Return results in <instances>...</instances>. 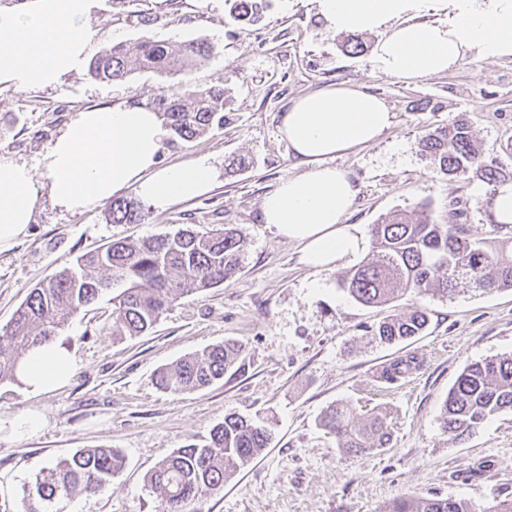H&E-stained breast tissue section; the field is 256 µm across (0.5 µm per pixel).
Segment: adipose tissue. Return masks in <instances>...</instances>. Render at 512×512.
Masks as SVG:
<instances>
[{"instance_id":"1","label":"adipose tissue","mask_w":512,"mask_h":512,"mask_svg":"<svg viewBox=\"0 0 512 512\" xmlns=\"http://www.w3.org/2000/svg\"><path fill=\"white\" fill-rule=\"evenodd\" d=\"M337 33L377 32L375 62L407 81L447 72L470 58L512 57V0H318ZM99 0H30L0 10V84L54 87L81 71L92 52L87 21ZM393 112L360 87L323 88L299 97L281 134L305 173L288 175L264 197V223L296 245L305 265L330 270L362 252L365 239L345 223L356 190L332 167L336 156L380 138ZM167 130L144 105L79 113L45 158L48 196L65 211L91 210L132 188L155 207L206 193L215 170L200 161L159 168ZM32 168L0 160V252L25 235L39 198ZM74 361L56 343L29 351L19 373L32 390L56 388Z\"/></svg>"}]
</instances>
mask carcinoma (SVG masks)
I'll use <instances>...</instances> for the list:
<instances>
[{
    "instance_id": "carcinoma-1",
    "label": "carcinoma",
    "mask_w": 512,
    "mask_h": 512,
    "mask_svg": "<svg viewBox=\"0 0 512 512\" xmlns=\"http://www.w3.org/2000/svg\"><path fill=\"white\" fill-rule=\"evenodd\" d=\"M238 18L254 22L265 0H235ZM204 39L173 45L143 37L107 45L89 63L96 80H122L133 66L161 75L188 72L214 55ZM172 140H191L224 127V90L187 87L156 100ZM422 157L450 177L466 176L495 184L501 178L495 161H487L476 146L470 125L455 118L429 130L419 141ZM112 223L135 224L141 212L125 199L110 204ZM459 212L438 224L426 208L414 215L393 212L372 225L374 259L349 270L341 287L357 302L378 307L399 293L436 292L443 297L460 285L482 290L512 288V239H474ZM243 239L231 224L212 233L180 228L138 241L117 240L89 252L77 264L64 268L33 288L10 326L0 334V385L17 381L26 353L53 340L85 306L112 294V324L119 335L139 336L185 293L216 287L231 279L243 261ZM428 315L415 309L403 316H387L370 333L391 344L421 335ZM244 347L226 341L185 356L158 371L156 382L166 392L207 388L234 375L244 366ZM418 366V358L397 359L381 378L395 381ZM512 410V355L494 356L467 366L448 392L441 426L453 442L472 435L490 416ZM319 425L336 435L349 452L384 448L391 440L385 415L360 414L348 403L328 408ZM271 442L268 429L234 413L210 430L205 444H190L163 459L148 476L162 497L163 512H184L190 502H201L224 488V482L259 457ZM124 458L114 448H85L59 462L50 474L35 482L31 494L50 501L59 494L91 496L112 482ZM387 512H472L453 498H401Z\"/></svg>"
}]
</instances>
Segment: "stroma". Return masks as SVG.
<instances>
[{"mask_svg": "<svg viewBox=\"0 0 512 512\" xmlns=\"http://www.w3.org/2000/svg\"><path fill=\"white\" fill-rule=\"evenodd\" d=\"M88 26L102 44L205 39L215 55L173 76L137 68L114 82L80 71L53 88L0 85V158L33 167L41 184L45 155L78 112L150 107L185 84L220 87L232 121L189 141L164 140L159 156L164 167L207 160L216 180L205 195L163 209L123 191L144 214L138 224L112 223L105 204L70 212L40 196L25 236L0 252V330L32 288L114 240L233 224L245 260L233 279L183 295L141 336L113 335L112 303L102 295L57 335L75 360L61 386L33 393L21 383L0 385V512H163L147 474L177 449L204 443L228 413L263 422L273 439L200 503L201 512H384L394 500L432 495L491 512L512 499V410L457 445L440 424L448 392L467 365L512 355V288L461 287L445 298L407 293L366 307L340 288L342 268L299 263L295 245L263 223L260 209L281 177L305 171L280 135L288 108L327 86L361 85L395 118L378 141L333 161L358 189L346 223L366 233L389 212L424 206L441 222L457 198L469 204L473 238L512 237V224L496 223L486 203L474 199L473 180L437 172L418 147L429 128L461 115L485 157L512 175V58L466 61L407 82L375 64L378 33H365L367 50L345 52L343 35L328 28L316 0H269L254 23L237 18L234 0H101ZM239 158L245 166H236ZM416 307L429 315L422 336L390 346L366 336L365 326ZM227 339L245 347L241 372L203 390L157 387L161 368ZM408 354L418 367L396 383L383 382V368ZM338 402L361 414L386 412L391 443L358 454L339 448L318 425ZM28 415L40 417V429L18 431L16 421ZM82 448L119 449L125 466L89 498L48 502L30 495L37 478Z\"/></svg>", "mask_w": 512, "mask_h": 512, "instance_id": "1", "label": "stroma"}]
</instances>
